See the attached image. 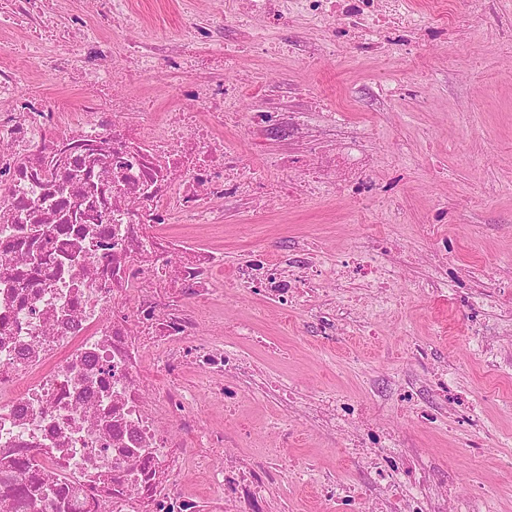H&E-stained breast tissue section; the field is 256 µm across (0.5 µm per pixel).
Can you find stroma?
<instances>
[{"mask_svg":"<svg viewBox=\"0 0 512 512\" xmlns=\"http://www.w3.org/2000/svg\"><path fill=\"white\" fill-rule=\"evenodd\" d=\"M149 18L155 38L176 41L183 27L196 21L221 25L224 0H131ZM58 29L84 18L89 32L107 37L112 12L107 0L88 11L87 0H46ZM494 23L483 39L451 40L431 46L413 65L391 58L365 60L350 53L338 61L305 62L292 55L268 61L244 55L240 72L278 85L287 111L303 109V89L318 86L326 110L306 115L305 133L268 139L259 131L237 129L231 136L242 149L261 158L290 153L311 160L353 149L368 155L373 175L398 195L405 221L371 228L348 219L352 201L328 195L310 204L278 202L256 213L230 204L224 225L191 229L192 240L224 252L217 277L233 299L218 304L203 327L220 335V322L251 319L264 346L240 344L257 381H276L292 392L290 404L264 397L251 388L240 393L241 412L252 427L239 454L267 447L268 420L287 416L294 436L277 447L282 465L308 460L305 483H282L269 490L275 512H341L339 502L318 497L321 474L334 473L356 494L374 481L357 456L344 453L340 434L312 418L315 400L364 395L371 427L390 432L389 456L399 458L416 478L446 484V512H512V60L500 51L498 22L512 21V0H491ZM144 93L164 114L190 104L189 83L174 84L163 60ZM422 78L423 101L394 104L376 94L379 79ZM38 87L63 118L80 109L66 61L56 70H32L21 92ZM406 157L405 167H388L386 158ZM446 216L436 236L422 224L428 210ZM379 232L394 250L378 260L397 277L393 295H382L361 278L341 284L324 281L305 302L280 314L262 299L234 285L235 267L245 253L260 251L270 261L291 259L311 249L335 263L350 251L372 248ZM447 268L436 281L435 265ZM483 321V333L473 328ZM419 343L423 356L410 354ZM493 346L488 360L484 345ZM448 371L447 387H438L437 369ZM412 385L435 405L430 422H418L398 400L402 385Z\"/></svg>","mask_w":512,"mask_h":512,"instance_id":"1","label":"stroma"}]
</instances>
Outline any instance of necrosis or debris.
<instances>
[{
    "instance_id": "1",
    "label": "necrosis or debris",
    "mask_w": 512,
    "mask_h": 512,
    "mask_svg": "<svg viewBox=\"0 0 512 512\" xmlns=\"http://www.w3.org/2000/svg\"><path fill=\"white\" fill-rule=\"evenodd\" d=\"M487 4L468 0L446 20L440 0H224V25L273 58L283 55L274 32L292 17L326 33L328 56L349 47L410 59L456 34L481 37ZM140 44L108 74L73 56L84 97L68 120L42 95L19 93V69L0 68V512H201L183 489L192 474L225 512H272L268 488L306 466L218 456L251 436L226 393L248 383L251 367L201 332L207 308L225 297L220 256L166 227L221 224L226 202L266 210L324 194L349 196L360 211L378 200L392 221L403 219L365 158L258 161L235 139L217 142L216 130L244 122L272 136L283 127L271 85L236 77L239 57L221 37L192 26L177 43ZM157 55L191 77L195 106L154 123L144 97L107 89L143 82ZM203 55L223 62L225 79L198 75ZM248 97L261 104L246 114ZM299 263L293 277L256 253L237 280L285 309L314 288L315 255ZM191 370L200 390L182 383ZM203 392L223 401L233 434L204 424ZM344 449L362 453L379 479L369 506L354 497L349 512H444L382 444L355 432Z\"/></svg>"
}]
</instances>
